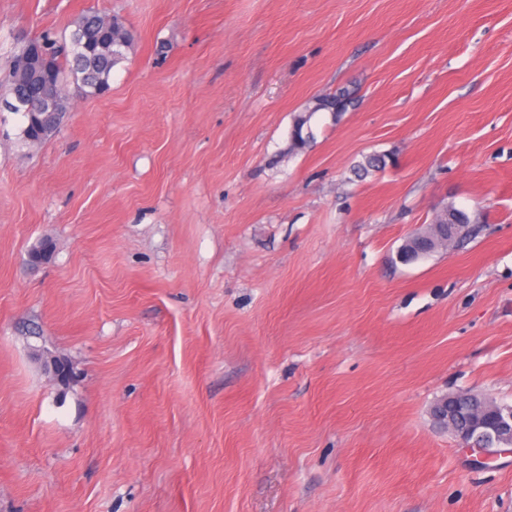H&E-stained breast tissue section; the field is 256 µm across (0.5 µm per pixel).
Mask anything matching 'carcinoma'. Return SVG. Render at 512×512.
Here are the masks:
<instances>
[{
    "label": "carcinoma",
    "instance_id": "carcinoma-1",
    "mask_svg": "<svg viewBox=\"0 0 512 512\" xmlns=\"http://www.w3.org/2000/svg\"><path fill=\"white\" fill-rule=\"evenodd\" d=\"M135 40L133 31L118 15L112 16V26H107L105 17L93 9L83 11L74 22L69 34H57L45 30L23 41L9 62L3 84L5 95L0 96V111L13 101L24 98L36 105L37 92L44 89L42 80L33 75H24L17 69V60L34 45H39L50 59L58 92L68 84H74L87 97L100 96L110 89L112 71L127 58V50ZM353 93L341 88L334 93L316 97L294 121L291 132V149H301L314 139L311 121L319 112L338 115L354 105ZM65 113L48 116L43 127L36 128L29 123L28 116H22L19 139L25 144H39L53 136L60 128ZM470 224L472 219L463 210L454 206L440 214L437 224Z\"/></svg>",
    "mask_w": 512,
    "mask_h": 512
}]
</instances>
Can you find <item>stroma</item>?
I'll return each instance as SVG.
<instances>
[{
    "label": "stroma",
    "instance_id": "1",
    "mask_svg": "<svg viewBox=\"0 0 512 512\" xmlns=\"http://www.w3.org/2000/svg\"><path fill=\"white\" fill-rule=\"evenodd\" d=\"M90 7L110 91L0 112V512H512L431 415L512 404V0H0V68ZM355 98L349 89L341 88L335 93L316 97L294 121L291 132V150L301 149L313 140L311 121L319 112H329L335 117L347 112L354 105ZM66 112H59L48 116L44 120L42 128H35L29 123L28 115L20 113L22 115V125L19 129V139L24 144H39L48 140L57 130L59 131L58 128H60Z\"/></svg>",
    "mask_w": 512,
    "mask_h": 512
}]
</instances>
